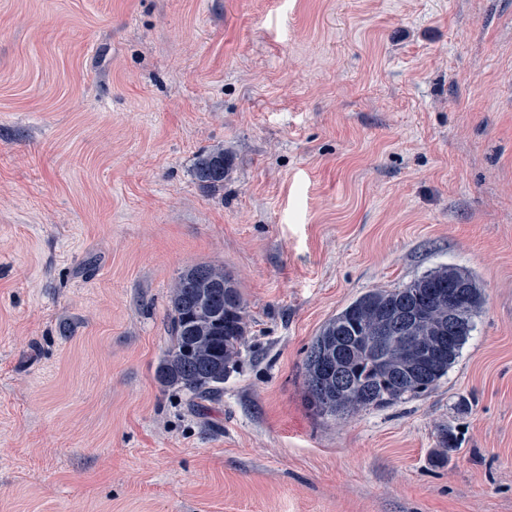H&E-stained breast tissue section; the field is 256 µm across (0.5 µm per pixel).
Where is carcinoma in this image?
I'll list each match as a JSON object with an SVG mask.
<instances>
[{
	"instance_id": "obj_1",
	"label": "carcinoma",
	"mask_w": 512,
	"mask_h": 512,
	"mask_svg": "<svg viewBox=\"0 0 512 512\" xmlns=\"http://www.w3.org/2000/svg\"><path fill=\"white\" fill-rule=\"evenodd\" d=\"M228 158L214 147L197 155L196 182L224 188ZM476 276L448 265L401 288L370 290L330 318L314 337L304 361L306 401L319 416L346 417L426 392L448 373L474 329L482 304ZM247 304L224 268L192 265L176 278L169 296V343L158 380L193 399L224 393L229 367L247 332ZM456 337L454 357L422 365Z\"/></svg>"
}]
</instances>
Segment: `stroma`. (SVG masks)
<instances>
[{"label": "stroma", "instance_id": "1", "mask_svg": "<svg viewBox=\"0 0 512 512\" xmlns=\"http://www.w3.org/2000/svg\"><path fill=\"white\" fill-rule=\"evenodd\" d=\"M194 264L247 304L212 401L155 376ZM446 264L447 375L314 414L321 326ZM0 512H512V0H0ZM228 158L223 147H214L197 155L192 168L196 182L203 188L219 191L224 188Z\"/></svg>", "mask_w": 512, "mask_h": 512}]
</instances>
